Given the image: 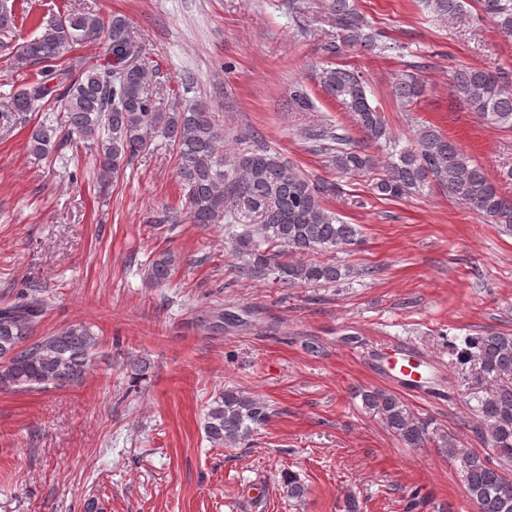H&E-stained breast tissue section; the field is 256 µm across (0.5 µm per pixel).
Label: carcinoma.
<instances>
[{
	"label": "carcinoma",
	"mask_w": 512,
	"mask_h": 512,
	"mask_svg": "<svg viewBox=\"0 0 512 512\" xmlns=\"http://www.w3.org/2000/svg\"><path fill=\"white\" fill-rule=\"evenodd\" d=\"M480 2L483 17L511 39L512 0ZM428 6L450 23L463 15V0H428ZM321 9L337 31V40L324 47L328 56L381 48L357 0H323ZM21 16L26 13L18 15L14 5L0 0V35L13 34ZM90 40L102 41V53L93 61L73 60L71 53ZM11 59L14 69L35 71L0 104V125H24L41 107L58 112L50 123L42 121L30 129L27 145L33 156L69 149L76 157L80 150L90 149L96 152L101 175L114 179L161 137L176 150L185 212H164L153 224H223L237 259V275L271 276L288 288L333 285L374 274L370 267L322 259L359 244V231L327 210L320 186L295 171L279 152L250 138L245 148L227 157L224 129L215 112L202 103L187 109L168 104L160 66L125 16L104 19L90 10L66 9L38 36L14 45ZM319 83L323 93L350 115L365 141L355 143L340 124L327 123L308 134L340 177L373 173L375 159L368 148L379 146L387 153L383 171L372 183L379 198L402 199L433 182L486 222L512 228V200L448 136L424 126L413 144L399 150L358 71L345 65L324 67ZM450 83L484 123L512 131L511 71L461 65L452 70ZM394 93L411 106L423 95V83L414 73H403ZM290 254L311 259L293 262ZM172 272V255L157 254L144 269L146 286H165ZM46 310L38 288L0 305V390L66 388L80 384L93 369L101 336L92 325L76 322L37 337ZM456 355L461 363L475 366L478 384L496 383L478 398L476 407L491 457L460 447L444 430L429 428L393 393L363 389L357 396L363 409L378 416L407 447L432 443L459 461L464 493L478 512H512V475L504 467L512 462V335L471 336L456 348ZM269 417L265 399L226 387L209 405L203 430L212 445L233 446L246 441ZM282 483L292 499L306 494V487L290 472L282 476Z\"/></svg>",
	"instance_id": "1"
}]
</instances>
